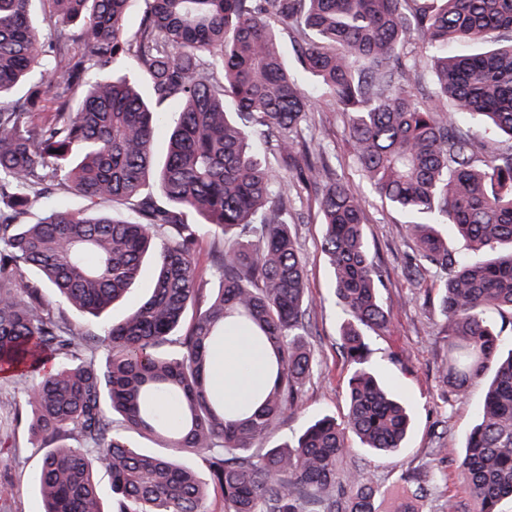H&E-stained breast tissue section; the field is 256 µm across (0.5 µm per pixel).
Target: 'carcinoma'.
Masks as SVG:
<instances>
[{
    "mask_svg": "<svg viewBox=\"0 0 512 512\" xmlns=\"http://www.w3.org/2000/svg\"><path fill=\"white\" fill-rule=\"evenodd\" d=\"M32 2L0 0V379L30 372L35 381L19 398L0 396V411L24 421L41 453L43 512H204L187 454L206 458L224 512H383L385 491L371 476L340 467L350 436L386 458L410 426L366 341L388 322L381 265L354 192L328 158L309 153L311 108L284 60L283 31L303 69L350 113L362 177L406 218L413 276L447 274L442 376L458 396L491 377L455 465L475 512H500L512 500V352L501 355L502 330L485 312L512 316V0H148L132 32L137 0H43L47 42ZM120 57L134 60L136 75L93 74ZM36 73L44 117L12 99ZM464 114L498 136L462 124ZM168 120L160 162L154 129ZM263 151L315 193L352 372L343 422L322 417L291 443L259 448L313 370L288 177L274 181ZM151 175L161 201L146 188ZM61 185L84 208L55 205L27 221ZM114 200L133 202L131 215L100 209ZM440 225L453 226L472 257ZM205 234L219 279L211 292L197 273ZM150 258V293L121 321L97 330L73 321L103 318ZM227 328L271 353L270 386L234 416L210 379ZM116 414L165 452L131 446L114 432ZM98 469L112 475L107 503Z\"/></svg>",
    "mask_w": 512,
    "mask_h": 512,
    "instance_id": "obj_1",
    "label": "carcinoma"
}]
</instances>
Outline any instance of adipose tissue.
Returning a JSON list of instances; mask_svg holds the SVG:
<instances>
[{
  "mask_svg": "<svg viewBox=\"0 0 512 512\" xmlns=\"http://www.w3.org/2000/svg\"><path fill=\"white\" fill-rule=\"evenodd\" d=\"M213 379L224 395V404L237 412L250 407L256 395L271 381L266 356L250 338L228 332L213 358Z\"/></svg>",
  "mask_w": 512,
  "mask_h": 512,
  "instance_id": "adipose-tissue-1",
  "label": "adipose tissue"
}]
</instances>
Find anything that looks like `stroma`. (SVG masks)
I'll return each instance as SVG.
<instances>
[{"instance_id": "1", "label": "stroma", "mask_w": 512, "mask_h": 512, "mask_svg": "<svg viewBox=\"0 0 512 512\" xmlns=\"http://www.w3.org/2000/svg\"><path fill=\"white\" fill-rule=\"evenodd\" d=\"M282 51L295 80L316 109L317 137L309 144L311 152L330 158L365 210V235L383 269L381 301L389 317L385 331L368 335L370 359L380 378L404 398L413 415L406 446L397 456H372L354 439L342 465L368 471L385 491L388 504H396L405 494L404 477L412 473L420 478L424 488L417 502L420 512H448L452 500L462 505V512H474L470 489L456 471L450 451L462 445L478 421L484 384L476 382L461 397L450 393L442 377L447 340L438 304V285L444 275L433 270L422 279L410 278L412 251L404 233V218L382 203L359 177L353 149L344 134L347 113L331 111L328 94L300 67L290 41H283ZM288 195L290 213L296 218L292 232L305 259L313 326L309 342L314 362L299 408L271 437L275 444L292 441L318 417L343 419L351 374L349 363L338 350L343 316L330 294L331 271L321 248L323 226L317 202L313 194L295 181L289 183ZM439 446L445 447V454L434 455V448ZM0 456L11 460L10 466H0V480H11L15 486L14 512H42L34 488L41 456L31 447L24 423L0 424Z\"/></svg>"}]
</instances>
